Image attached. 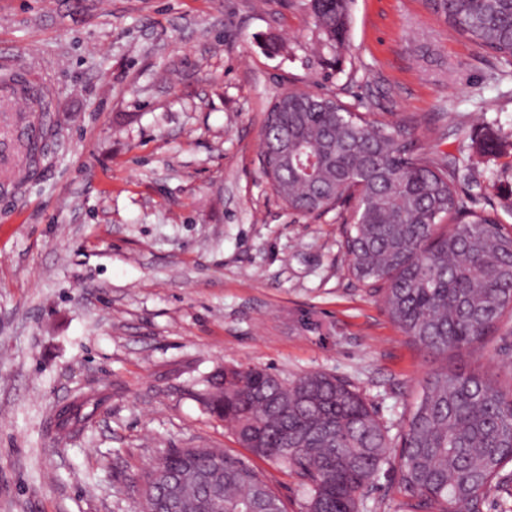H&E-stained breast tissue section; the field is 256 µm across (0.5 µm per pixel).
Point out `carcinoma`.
<instances>
[{
    "label": "carcinoma",
    "mask_w": 512,
    "mask_h": 512,
    "mask_svg": "<svg viewBox=\"0 0 512 512\" xmlns=\"http://www.w3.org/2000/svg\"><path fill=\"white\" fill-rule=\"evenodd\" d=\"M434 12L494 57L512 61V0H430ZM320 49L341 63L351 0H310ZM274 104L262 133L263 174L294 212L355 201L345 230L350 270L371 285L395 325L426 351L482 343L512 314V227L473 209L456 188L459 159L423 152L409 129L371 121L337 96L302 92ZM37 140L0 160V189L37 163ZM204 402L252 453L307 485L305 512H366L364 490L388 463V428L348 382L324 372L293 381L226 367ZM85 403L57 413L85 425ZM512 390L471 372L431 374L401 433L399 486L411 512H481L509 483ZM286 512L251 467L221 448H175L141 480L135 512Z\"/></svg>",
    "instance_id": "cac0c4a2"
}]
</instances>
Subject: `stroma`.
Masks as SVG:
<instances>
[{
	"label": "stroma",
	"instance_id": "obj_1",
	"mask_svg": "<svg viewBox=\"0 0 512 512\" xmlns=\"http://www.w3.org/2000/svg\"><path fill=\"white\" fill-rule=\"evenodd\" d=\"M351 14L333 70L309 0H0V76L41 86L54 127L37 170L0 192V512H133L171 448L224 449L303 512L298 476L204 405L226 366L335 374L394 437L444 366L512 381V328L422 350L350 275L337 213L293 214L260 174L267 111L293 88L411 123L421 150L460 158L461 193L512 188V64L428 0ZM487 128L501 147L480 156ZM85 393L92 420L63 429L57 411ZM366 496L407 512L392 466Z\"/></svg>",
	"mask_w": 512,
	"mask_h": 512
}]
</instances>
